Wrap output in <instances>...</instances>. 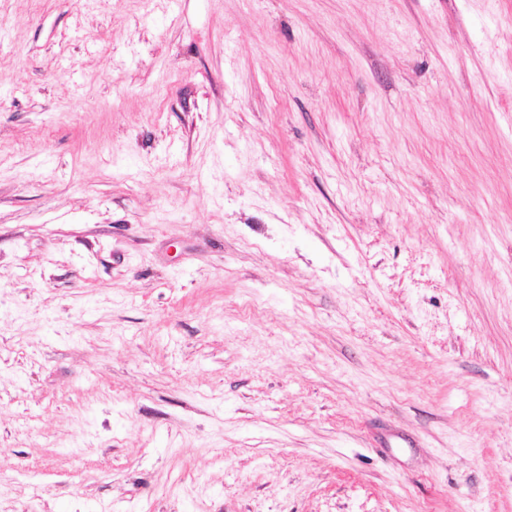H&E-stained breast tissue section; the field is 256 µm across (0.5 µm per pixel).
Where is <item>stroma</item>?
<instances>
[{"instance_id":"obj_1","label":"stroma","mask_w":512,"mask_h":512,"mask_svg":"<svg viewBox=\"0 0 512 512\" xmlns=\"http://www.w3.org/2000/svg\"><path fill=\"white\" fill-rule=\"evenodd\" d=\"M0 512H512V0H0Z\"/></svg>"}]
</instances>
